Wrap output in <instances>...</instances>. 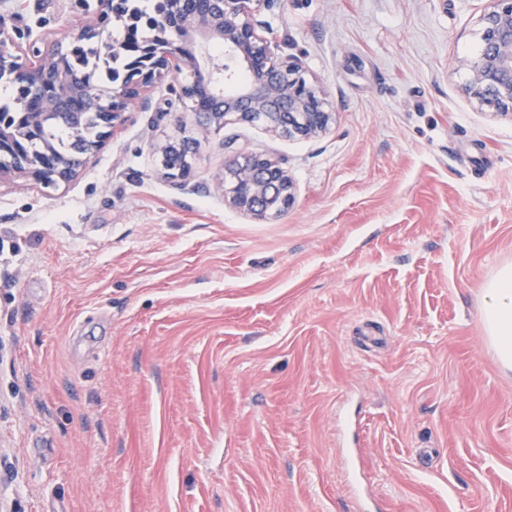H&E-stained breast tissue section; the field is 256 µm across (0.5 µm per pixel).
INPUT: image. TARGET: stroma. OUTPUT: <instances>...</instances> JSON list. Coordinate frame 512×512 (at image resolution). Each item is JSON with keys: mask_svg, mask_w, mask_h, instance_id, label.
Instances as JSON below:
<instances>
[{"mask_svg": "<svg viewBox=\"0 0 512 512\" xmlns=\"http://www.w3.org/2000/svg\"><path fill=\"white\" fill-rule=\"evenodd\" d=\"M94 0H0L16 45ZM487 0H275L258 18L334 121L211 130L187 67L79 176L0 178V512H512V369L485 288L512 265V118L467 97ZM280 160L287 212L216 186ZM224 199L256 217L279 215L294 203V184L283 164L260 151L235 154L224 169Z\"/></svg>", "mask_w": 512, "mask_h": 512, "instance_id": "35a3bbf8", "label": "stroma"}]
</instances>
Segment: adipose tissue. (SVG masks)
<instances>
[{"mask_svg": "<svg viewBox=\"0 0 512 512\" xmlns=\"http://www.w3.org/2000/svg\"><path fill=\"white\" fill-rule=\"evenodd\" d=\"M484 323L501 363L512 368V266L502 268L486 286Z\"/></svg>", "mask_w": 512, "mask_h": 512, "instance_id": "adipose-tissue-1", "label": "adipose tissue"}]
</instances>
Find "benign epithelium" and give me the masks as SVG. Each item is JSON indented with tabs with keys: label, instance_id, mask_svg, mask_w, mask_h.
Returning <instances> with one entry per match:
<instances>
[{
	"label": "benign epithelium",
	"instance_id": "1",
	"mask_svg": "<svg viewBox=\"0 0 512 512\" xmlns=\"http://www.w3.org/2000/svg\"><path fill=\"white\" fill-rule=\"evenodd\" d=\"M483 15V49L468 63L467 95L498 114L512 117V0H489ZM93 20L70 36L45 48L30 44L25 48L7 47L9 38L0 28V80L14 86L34 88L36 95L26 102L29 126L9 129L0 124V152L16 148L43 118L56 112H99L106 117L95 143L85 147L87 161L105 144L112 130L122 123L130 105L144 86L165 75L181 72L179 58L168 49L172 38H191L195 43L213 39L224 42L230 63L192 65L207 70L217 86L202 136L169 143L162 149V167L174 178L188 174L170 169L169 154L177 151L189 161L206 141L207 132L228 121L261 124L275 134L319 137L327 132L333 113L328 111L322 91L307 77L301 60L276 53L277 45L262 34L255 19L259 7L272 0H176V6L159 14L154 21L158 42L146 53L129 81L100 88L84 77L69 74L59 79L53 72L65 70V61L74 45L95 48L109 37L112 0H97ZM13 174L30 178L44 187L66 184L80 170L60 163H38L24 167L0 166V176ZM224 199L234 209L256 217L279 215L294 203V184L283 164L260 151L235 154L224 169Z\"/></svg>",
	"mask_w": 512,
	"mask_h": 512
}]
</instances>
